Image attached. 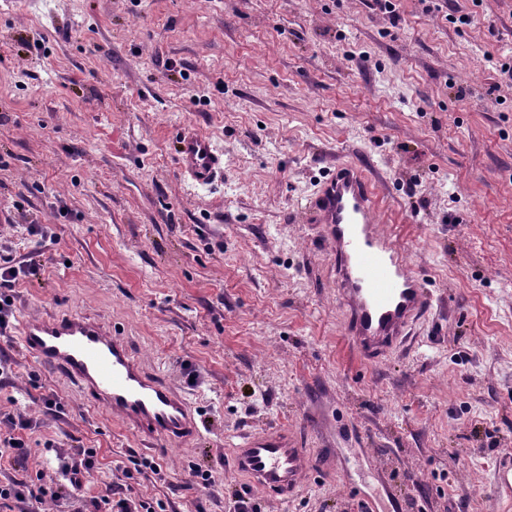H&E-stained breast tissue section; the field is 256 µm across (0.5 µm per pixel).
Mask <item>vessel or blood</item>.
Wrapping results in <instances>:
<instances>
[{"mask_svg": "<svg viewBox=\"0 0 512 512\" xmlns=\"http://www.w3.org/2000/svg\"><path fill=\"white\" fill-rule=\"evenodd\" d=\"M176 164L181 175L201 187L224 172V156L212 138L192 127L176 136ZM374 182L361 166L339 161L306 203L333 256L346 331L366 360L403 345L430 306L397 236L380 227L382 201ZM20 339L41 365L147 440L187 447L197 439L193 405L134 358L124 337L104 322L78 311L30 316L22 322ZM314 465L310 449L284 429L249 436L231 458L232 471L246 474L255 489L282 501L298 492Z\"/></svg>", "mask_w": 512, "mask_h": 512, "instance_id": "vessel-or-blood-1", "label": "vessel or blood"}]
</instances>
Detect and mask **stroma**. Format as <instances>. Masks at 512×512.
I'll return each instance as SVG.
<instances>
[{"instance_id":"1","label":"stroma","mask_w":512,"mask_h":512,"mask_svg":"<svg viewBox=\"0 0 512 512\" xmlns=\"http://www.w3.org/2000/svg\"><path fill=\"white\" fill-rule=\"evenodd\" d=\"M397 5L394 27L372 0H0V252L39 267L15 316L112 324L199 428L150 450L12 331L0 413L37 426L0 482L57 483L83 446L98 462L56 512L110 489L228 512L246 484L231 449L285 426L314 471L285 502L252 491L256 512H388L391 494L399 512H512L493 486L512 449V84L495 69L512 0ZM186 125L224 154L213 185L177 169ZM336 160L380 175L382 227L433 298L379 361L352 349L305 210Z\"/></svg>"}]
</instances>
